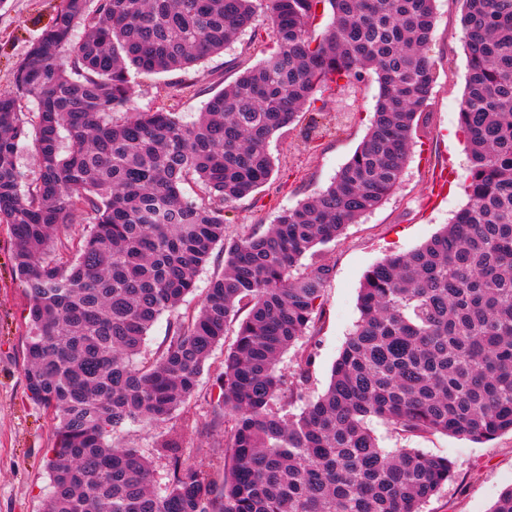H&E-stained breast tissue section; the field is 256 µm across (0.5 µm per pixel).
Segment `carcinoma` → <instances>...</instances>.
<instances>
[{
	"instance_id": "carcinoma-1",
	"label": "carcinoma",
	"mask_w": 512,
	"mask_h": 512,
	"mask_svg": "<svg viewBox=\"0 0 512 512\" xmlns=\"http://www.w3.org/2000/svg\"><path fill=\"white\" fill-rule=\"evenodd\" d=\"M264 2L274 48L191 122L128 111L131 71L184 72L224 51L256 0H60L15 92L0 95V224L29 303L25 381L56 421L45 512H422L452 462L380 446L372 419L403 437L512 432V0H464L467 203L423 245L366 272L360 318L315 400L303 396L312 352L289 374L278 368L331 275L301 260L399 185L435 82V0ZM370 73L374 116L334 181L267 229L226 238L227 209L273 175V134ZM29 140L31 182L19 165ZM189 178L194 199L181 191ZM77 212L87 227L64 261L54 243ZM219 244L224 273L199 310L142 357ZM243 307L211 422L224 428V472L204 476L165 440L158 492L150 458L114 438L168 420L194 394ZM174 315L176 316V314ZM174 315L170 313H164L155 322L146 338V354H153L158 350L159 347L163 346L164 341L168 336L170 323H172L175 319Z\"/></svg>"
}]
</instances>
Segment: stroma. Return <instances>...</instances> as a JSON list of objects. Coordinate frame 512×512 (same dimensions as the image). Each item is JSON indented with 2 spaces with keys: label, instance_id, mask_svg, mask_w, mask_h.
Here are the masks:
<instances>
[{
  "label": "stroma",
  "instance_id": "35a3bbf8",
  "mask_svg": "<svg viewBox=\"0 0 512 512\" xmlns=\"http://www.w3.org/2000/svg\"><path fill=\"white\" fill-rule=\"evenodd\" d=\"M59 0H0V94L15 89L16 70L32 43L48 27ZM462 0H437L436 21L428 55L437 79L420 112L419 137L411 148L397 190L359 223L348 225L335 240L314 249L315 260L332 270L321 312L313 327L291 348L281 364L292 371L296 355L314 354L309 396L328 386L332 366L358 320L359 291L365 272L392 254L414 250L450 221L466 202L461 188L468 171L459 106L463 98L468 55L461 23ZM273 43L265 9H258L253 28L219 54L185 72L138 78L129 105L133 112L164 110L193 120L207 99L238 75L256 66ZM378 83L353 82L327 96L330 116L340 118L334 134L310 130L308 115L295 128L277 131L270 151L275 160L271 179L238 201L226 214L228 238L235 239L271 224L284 210L327 187L351 159L373 117ZM28 302L17 278L8 225L0 224V512H42L51 485L47 450L54 443L55 422L26 387ZM236 323L226 326L224 340L206 362L196 392L165 422L134 424L117 442L141 448L154 458L153 483L163 488L167 459L157 443L176 439L187 462L212 471L224 463V431L199 432L213 418L210 392L224 371V356L236 338ZM381 445L420 448L453 463V477L424 506V512H490L501 492L512 487V433L487 443L439 433L400 439L387 425L373 422Z\"/></svg>",
  "mask_w": 512,
  "mask_h": 512
}]
</instances>
